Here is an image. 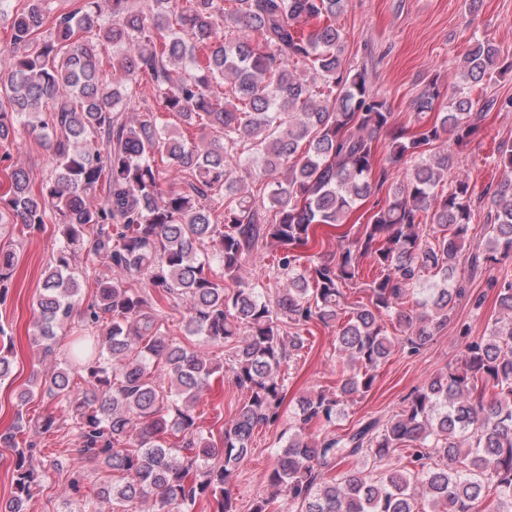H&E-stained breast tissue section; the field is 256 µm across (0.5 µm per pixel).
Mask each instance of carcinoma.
Masks as SVG:
<instances>
[{
	"label": "carcinoma",
	"mask_w": 512,
	"mask_h": 512,
	"mask_svg": "<svg viewBox=\"0 0 512 512\" xmlns=\"http://www.w3.org/2000/svg\"><path fill=\"white\" fill-rule=\"evenodd\" d=\"M11 20V62L0 73V142L48 139L50 173L38 190L22 168L8 173L0 224L58 226L44 271L33 343L55 354L58 331L80 315L64 365L31 376L18 407L43 390L68 408L81 453L118 474L99 499L122 507L152 501L157 512H237L234 477L256 428L275 421L288 388L282 365L305 348L302 327L335 334L341 379L306 392L291 411L293 432L267 475L268 496L296 512H512V281L497 303L503 316L473 339L461 359L436 373L386 423L320 437L349 402L376 385L380 366L401 347L416 354L448 325L465 293L457 278L474 217L469 184L448 185L454 155L478 131L477 117L512 111V97L474 96L484 79L512 71L488 38H474L448 91L431 81L413 101L432 123L414 133L392 126L387 101L366 73L345 64L336 20L349 0H78L54 18L48 0H27ZM112 46L123 81L107 80L97 53ZM147 80L163 112L210 130L202 146L151 110L134 121ZM228 86V95L214 91ZM390 135L389 163L402 181L376 205L363 233L332 254L301 264L313 226L346 223L386 182L376 143ZM189 174L165 180L155 156ZM266 181L258 199L244 189ZM229 199L223 221L211 202ZM482 252L470 266L512 255V180L493 195ZM273 251L266 286L241 275L261 249ZM103 255L119 276L97 282L79 307L81 254ZM369 258L377 274L360 280ZM15 256L0 251V287ZM146 281L154 293L127 285ZM365 299L349 301L348 291ZM187 304L189 336L233 345L229 367L170 335L157 299ZM290 332H284V328ZM231 373L247 397L224 424L221 444L197 424L195 407L211 381ZM78 375L85 389L74 390ZM13 495L0 512H27L39 486L15 437Z\"/></svg>",
	"instance_id": "carcinoma-1"
}]
</instances>
